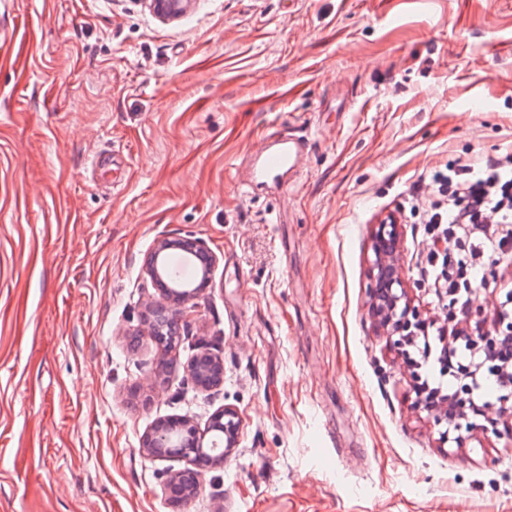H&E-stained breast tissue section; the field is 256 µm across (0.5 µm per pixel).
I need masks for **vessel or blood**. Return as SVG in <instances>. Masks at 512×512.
I'll return each instance as SVG.
<instances>
[{
    "label": "vessel or blood",
    "mask_w": 512,
    "mask_h": 512,
    "mask_svg": "<svg viewBox=\"0 0 512 512\" xmlns=\"http://www.w3.org/2000/svg\"><path fill=\"white\" fill-rule=\"evenodd\" d=\"M265 145L254 158L248 179L247 190L273 187L292 172L308 147L303 137L272 127L264 136Z\"/></svg>",
    "instance_id": "1"
}]
</instances>
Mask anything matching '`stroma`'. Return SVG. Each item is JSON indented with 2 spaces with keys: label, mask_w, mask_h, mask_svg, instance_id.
I'll return each instance as SVG.
<instances>
[{
  "label": "stroma",
  "mask_w": 512,
  "mask_h": 512,
  "mask_svg": "<svg viewBox=\"0 0 512 512\" xmlns=\"http://www.w3.org/2000/svg\"><path fill=\"white\" fill-rule=\"evenodd\" d=\"M270 125L309 148L252 196L238 168ZM510 150L512 0H198L169 22L0 0V512H172L184 464L143 434L226 407L238 445L181 512H512V435L442 442L369 313L394 218L408 297L444 324L405 191ZM162 238L217 257L166 353L143 268ZM190 371L197 386L202 390H210L223 381V363L207 354L196 357L190 365Z\"/></svg>",
  "instance_id": "obj_1"
}]
</instances>
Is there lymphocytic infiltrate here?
Wrapping results in <instances>:
<instances>
[{"mask_svg": "<svg viewBox=\"0 0 512 512\" xmlns=\"http://www.w3.org/2000/svg\"><path fill=\"white\" fill-rule=\"evenodd\" d=\"M407 196L422 215L427 263L437 266L449 239L460 238L462 267L443 277L445 288L485 287L484 257L512 259V153L460 161L419 177Z\"/></svg>", "mask_w": 512, "mask_h": 512, "instance_id": "f902f5d3", "label": "lymphocytic infiltrate"}]
</instances>
